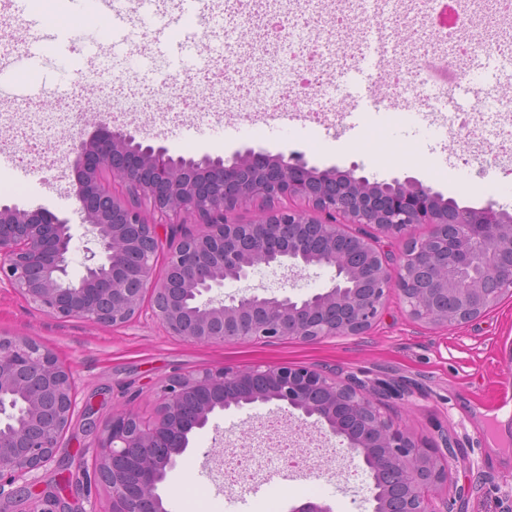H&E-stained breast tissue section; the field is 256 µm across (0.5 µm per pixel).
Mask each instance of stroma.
Instances as JSON below:
<instances>
[{
    "instance_id": "1",
    "label": "stroma",
    "mask_w": 512,
    "mask_h": 512,
    "mask_svg": "<svg viewBox=\"0 0 512 512\" xmlns=\"http://www.w3.org/2000/svg\"><path fill=\"white\" fill-rule=\"evenodd\" d=\"M224 28L220 35L228 53L219 66L182 72L170 79L172 58H157L152 69L119 64L112 85L89 86L84 99L36 96L16 103L0 101V146L20 156L31 141L67 155L72 138L90 136L96 129L94 105L120 100L130 106L120 125L138 129L141 138L165 145L175 156H228L249 146L275 155L304 153L318 169L345 170L358 164L372 181L413 177L432 186L459 205L480 208L489 200L512 213V194L482 186L486 171L464 163L451 143L455 110L444 107L443 85L426 90L433 106L427 122L405 123L403 137L388 127L366 124L355 136L338 139L334 130L348 107V87L341 72L345 60L320 55L319 67L329 74L316 104L326 111L324 124H252L251 114L263 111L266 100L288 89L281 65L283 41L269 34L261 21H243L235 0L221 5ZM480 70L470 73L458 108L471 112L487 139H495L507 116L483 108L476 87L502 95V82L512 73V56H476ZM193 101L184 107L183 98ZM178 112L177 120L162 118L161 106ZM203 123L209 133L185 139L183 127ZM27 180L0 171V203L26 209L44 207L71 225L69 272L84 273L87 256L97 242L89 225L75 211L67 195L73 173L29 164ZM333 267L309 265L291 268L258 265L247 279L225 282L213 297L260 292L268 296L306 297L331 286ZM0 336H24L50 350L71 368L76 383V411L63 435L55 459L37 471L35 486L18 482L0 496V512H111L112 494L92 469V452L114 415L132 411L143 419L159 417V397L169 379L202 369L248 371L259 366L314 367L342 380L388 377L410 391L402 400L378 398L386 416L405 428L415 443L431 447L439 431L457 442L458 455L448 480L437 496L452 512H512V298L503 299L482 316L459 325H431L411 318L399 293L392 291L379 321L358 336H329L308 344L294 339L276 342L191 343L169 335L150 308L122 326H105L84 319L59 320L39 310L17 291L0 284ZM267 418L286 420L289 429L300 426L283 405L266 404L215 412L206 428L192 431L189 447L169 472L163 488L167 512H262L275 499L276 512L312 500L333 512H371V479L360 455L346 440L320 435L326 447L339 450L349 475L342 478L316 470L285 471L274 482L256 488L242 499L225 501L221 460L225 449L241 445L244 433ZM73 483L53 498L50 490L61 470Z\"/></svg>"
}]
</instances>
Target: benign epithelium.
<instances>
[{
  "label": "benign epithelium",
  "mask_w": 512,
  "mask_h": 512,
  "mask_svg": "<svg viewBox=\"0 0 512 512\" xmlns=\"http://www.w3.org/2000/svg\"><path fill=\"white\" fill-rule=\"evenodd\" d=\"M99 116L92 136L70 147L76 211L98 245L79 280L68 274L67 219L42 207L0 206V283L54 318L119 326L148 298L166 330L190 342L288 337L315 343L368 331L395 289L411 317L433 325L466 323L512 297V214L493 201L461 207L414 178L371 182L355 176L356 165L320 171L301 153L272 156L247 148L228 158L174 157L165 146L145 145L112 125V111ZM107 174L131 196L149 200L165 223L194 218L203 225L170 239L163 275L155 272L156 225L113 192ZM279 197L301 199L308 208L276 207ZM257 201L261 219H233ZM348 224L401 241L397 265L375 238L348 232ZM421 224L430 227L423 237L416 234ZM258 264L327 265L336 279L302 299L262 293L227 303L203 299L226 279L248 278ZM376 391L405 395L390 382L338 381L310 367L203 369L165 386L158 420L114 416L96 445L94 469L111 489L112 512H163L158 486L186 451L189 432L204 428L217 408L278 401L362 455L373 512H441L433 492L447 480L454 440L445 433L420 447L380 412ZM75 407L68 366L23 336H0V496L54 461Z\"/></svg>",
  "instance_id": "obj_1"
}]
</instances>
